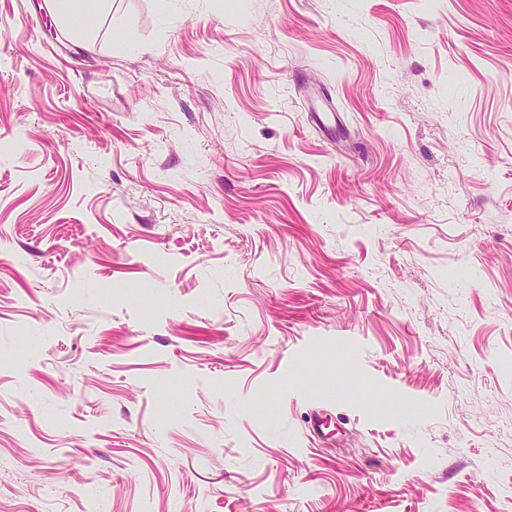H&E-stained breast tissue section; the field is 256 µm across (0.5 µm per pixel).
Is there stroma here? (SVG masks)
Instances as JSON below:
<instances>
[{
    "mask_svg": "<svg viewBox=\"0 0 512 512\" xmlns=\"http://www.w3.org/2000/svg\"><path fill=\"white\" fill-rule=\"evenodd\" d=\"M0 512H512V0H0ZM56 13L65 19L81 20L97 0H52Z\"/></svg>",
    "mask_w": 512,
    "mask_h": 512,
    "instance_id": "35a3bbf8",
    "label": "stroma"
}]
</instances>
